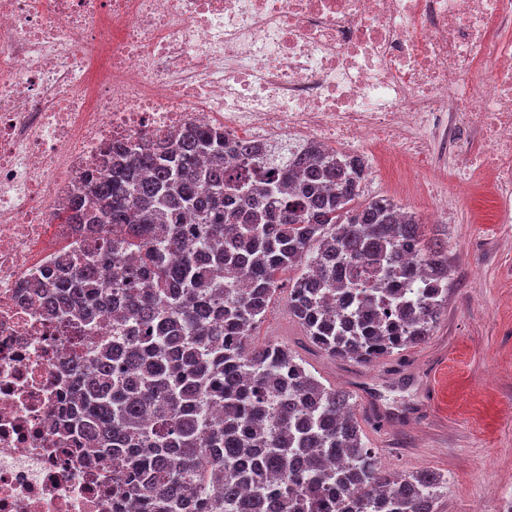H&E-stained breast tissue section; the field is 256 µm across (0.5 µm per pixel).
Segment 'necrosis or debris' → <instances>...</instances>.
I'll list each match as a JSON object with an SVG mask.
<instances>
[{
  "instance_id": "4bbe7bcc",
  "label": "necrosis or debris",
  "mask_w": 512,
  "mask_h": 512,
  "mask_svg": "<svg viewBox=\"0 0 512 512\" xmlns=\"http://www.w3.org/2000/svg\"><path fill=\"white\" fill-rule=\"evenodd\" d=\"M191 124L366 149L444 215L479 182L511 224L512 0H0V512H117L59 421L72 328L26 283L84 245L56 214L101 150Z\"/></svg>"
}]
</instances>
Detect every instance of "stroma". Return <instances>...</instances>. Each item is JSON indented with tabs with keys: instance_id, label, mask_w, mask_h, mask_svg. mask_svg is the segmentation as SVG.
<instances>
[{
	"instance_id": "obj_1",
	"label": "stroma",
	"mask_w": 512,
	"mask_h": 512,
	"mask_svg": "<svg viewBox=\"0 0 512 512\" xmlns=\"http://www.w3.org/2000/svg\"><path fill=\"white\" fill-rule=\"evenodd\" d=\"M368 166V196L406 207L448 253V303L431 336L370 366L334 361L312 350L281 295L254 342L288 345L322 383L349 394L387 470L443 477V512H495L512 498V224L491 223L485 199L461 203L454 219L436 216L376 161Z\"/></svg>"
}]
</instances>
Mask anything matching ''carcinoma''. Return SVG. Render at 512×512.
<instances>
[{
    "instance_id": "1",
    "label": "carcinoma",
    "mask_w": 512,
    "mask_h": 512,
    "mask_svg": "<svg viewBox=\"0 0 512 512\" xmlns=\"http://www.w3.org/2000/svg\"><path fill=\"white\" fill-rule=\"evenodd\" d=\"M366 177L359 156L263 152L209 127L119 146L85 175L67 223L97 243L34 287L89 328L103 294L120 302L116 336L75 357L69 428L125 512H438L439 476L384 470L346 394L253 343L285 283L328 358L369 365L430 336L448 255L392 199H361Z\"/></svg>"
}]
</instances>
